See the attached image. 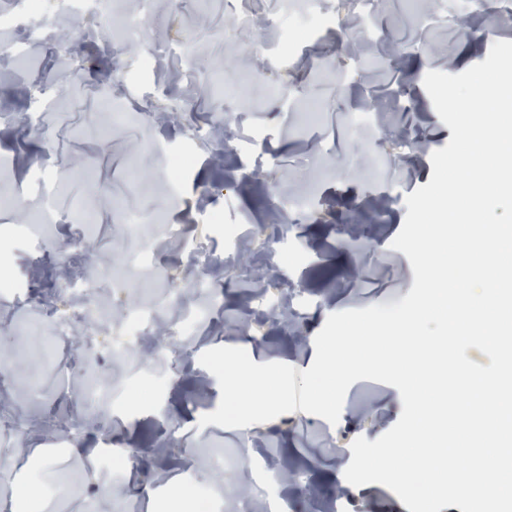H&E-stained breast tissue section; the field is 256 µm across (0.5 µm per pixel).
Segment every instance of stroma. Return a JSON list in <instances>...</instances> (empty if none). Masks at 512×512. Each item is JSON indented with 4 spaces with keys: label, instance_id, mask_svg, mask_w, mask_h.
<instances>
[{
    "label": "stroma",
    "instance_id": "obj_1",
    "mask_svg": "<svg viewBox=\"0 0 512 512\" xmlns=\"http://www.w3.org/2000/svg\"><path fill=\"white\" fill-rule=\"evenodd\" d=\"M49 2L33 17L0 0L30 47L0 80V268L23 286L0 295V391L5 419L27 427L21 444L0 430V458L12 489L47 485L31 508L18 501L12 512H177V495L198 488L210 491L212 512H239L245 475L268 512H409L385 486L344 478L351 442L375 441L398 421L397 388L354 382L334 425L298 410L244 428L203 427L220 388L213 376L199 388V357L239 347L258 362L305 370L329 315L409 293L411 264L391 243L406 196L429 182L430 156L451 137L423 79L431 70L459 74L495 41H512L499 0H486L464 28L461 0H375L374 23L393 37L376 50L396 62L365 77L358 58L339 51L354 33L338 22L299 43L291 67L274 64L259 27L269 0H251L247 30L225 24L239 0L183 8L153 0L148 41L118 64L122 0L111 17L85 16L72 39L57 30L65 0ZM177 47L192 68L178 81L157 80L147 60ZM65 50L80 62L67 76L58 69ZM370 108L388 112L384 130L355 128ZM172 152L194 156L175 179L162 163ZM45 223L39 251L25 229ZM163 224L182 225L183 240L161 244ZM277 247L300 255L268 260ZM200 249L214 258L204 271L192 265ZM75 252L100 260L96 287L108 296L119 288L151 301L170 286L190 301L200 276L223 294L205 308L188 353L139 350L137 392L109 405L95 395L79 405L69 392L106 375L124 382L126 363L101 349L61 378L55 324L19 304L61 296V262ZM115 457L125 471L118 496L104 477Z\"/></svg>",
    "mask_w": 512,
    "mask_h": 512
}]
</instances>
